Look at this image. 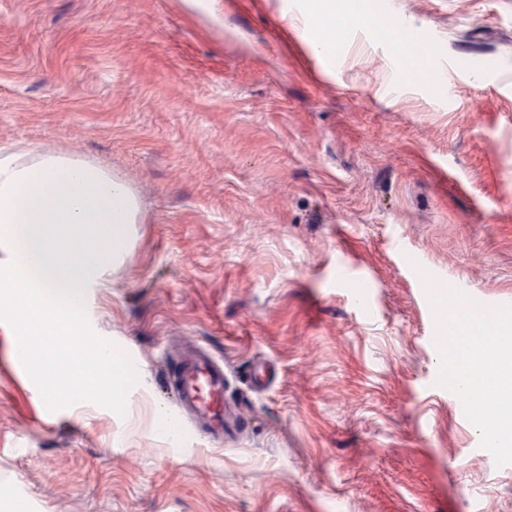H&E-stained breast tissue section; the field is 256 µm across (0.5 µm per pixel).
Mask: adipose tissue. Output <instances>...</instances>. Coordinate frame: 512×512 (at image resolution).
Listing matches in <instances>:
<instances>
[{"mask_svg": "<svg viewBox=\"0 0 512 512\" xmlns=\"http://www.w3.org/2000/svg\"><path fill=\"white\" fill-rule=\"evenodd\" d=\"M314 52L361 21L351 0H313ZM142 211L135 188L104 165L28 145L0 147V300L10 299L33 377L53 399L68 383L118 398L131 378L124 362L91 340L73 341L72 311L86 282L128 256Z\"/></svg>", "mask_w": 512, "mask_h": 512, "instance_id": "1", "label": "adipose tissue"}]
</instances>
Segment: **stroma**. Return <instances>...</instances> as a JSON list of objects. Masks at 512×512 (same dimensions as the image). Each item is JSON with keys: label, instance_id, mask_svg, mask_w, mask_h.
<instances>
[{"label": "stroma", "instance_id": "stroma-1", "mask_svg": "<svg viewBox=\"0 0 512 512\" xmlns=\"http://www.w3.org/2000/svg\"><path fill=\"white\" fill-rule=\"evenodd\" d=\"M373 6L434 76L360 25L314 53L306 0H0V146L105 162L144 218L74 311L136 370L118 400L46 413L0 305L27 512H512L419 283L512 305V0ZM196 346L250 423L220 443L168 385Z\"/></svg>", "mask_w": 512, "mask_h": 512}]
</instances>
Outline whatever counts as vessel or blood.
Returning <instances> with one entry per match:
<instances>
[{
	"label": "vessel or blood",
	"instance_id": "b4317fda",
	"mask_svg": "<svg viewBox=\"0 0 512 512\" xmlns=\"http://www.w3.org/2000/svg\"><path fill=\"white\" fill-rule=\"evenodd\" d=\"M172 388L183 409L189 410L198 431L211 439L223 440L228 430H242V419H229L224 402V370L204 350L182 356Z\"/></svg>",
	"mask_w": 512,
	"mask_h": 512
}]
</instances>
